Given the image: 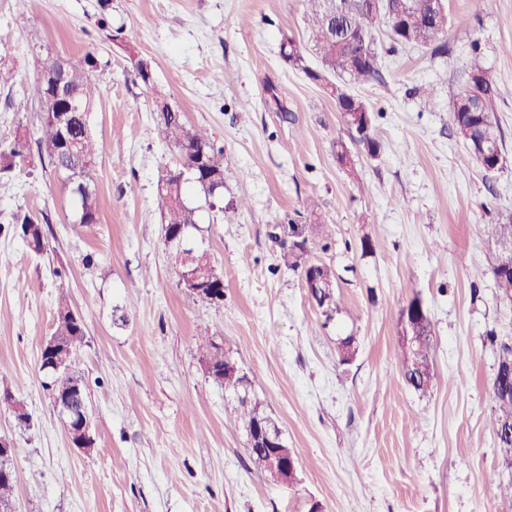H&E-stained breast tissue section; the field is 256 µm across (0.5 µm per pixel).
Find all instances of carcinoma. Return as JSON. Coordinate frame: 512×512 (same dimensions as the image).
Listing matches in <instances>:
<instances>
[{
  "label": "carcinoma",
  "mask_w": 512,
  "mask_h": 512,
  "mask_svg": "<svg viewBox=\"0 0 512 512\" xmlns=\"http://www.w3.org/2000/svg\"><path fill=\"white\" fill-rule=\"evenodd\" d=\"M306 13L313 37L316 38L315 53L320 59L322 69L312 70L302 67L307 77L313 81H322L328 74L344 76L352 85L378 81L381 78L378 53L372 38L375 23L389 24L388 18L381 15L377 18L364 13L358 5H351L350 12L340 21L327 20L326 0H304ZM365 33L367 40L359 39V33ZM448 35V15L414 24L407 35L409 43L436 50L445 48ZM99 60L92 51L86 52L83 60L74 64L70 74L72 89L79 98L96 106L98 85L92 78V72L98 68ZM499 95L495 84H489L481 97L477 99L457 95L453 101L450 119L454 131L463 141L467 156L483 166L488 164L482 155L480 143L488 139L504 148V138L497 119L495 98ZM154 122L164 141L173 147L179 159L188 164L198 161L201 150H206L203 167L213 172L225 169L224 149L214 146L206 130L188 124L182 113L169 112L163 99L156 100L153 108ZM39 146L49 152L54 167L65 174V180L71 187V193L78 201L80 223L93 224L97 220L98 204L95 193L97 179L96 154L97 147L94 134L84 131L83 124L76 120L70 130V136L61 140L59 128L51 117H41ZM175 194L166 191L157 192L155 204L160 211L163 223L172 227H189L197 229L196 208L188 203L178 202L174 196L186 198L185 184L175 182ZM13 231L24 241L27 247L36 254L46 250L43 225L29 212L18 210L11 216ZM492 237L499 241L505 237L512 238V210L498 215L496 222L488 225ZM309 248L301 251L284 249L281 252V263L288 270L303 271L306 263L305 254ZM493 280L501 295H512V270L498 272L491 270ZM54 335L63 337L68 346L71 361H77L78 352L84 343L83 324L54 326ZM419 340V354L426 362L425 369L420 370L407 364L403 347H398L397 358L400 363V374L408 387L419 393L428 392L435 382L433 365L434 343L432 325L415 330ZM490 342L497 346V369L490 390V401L494 412L493 427L500 451L501 464L512 474V342H497V337H490ZM203 358L216 370L224 371V348L213 341L200 344ZM54 388L66 392L81 384V377L76 372L56 374L52 377ZM264 412V403L255 390H250L249 404L228 400L224 403V414L232 418L241 428L252 426L255 416ZM246 456L254 469L267 474L269 469V449L255 444L246 448Z\"/></svg>",
  "instance_id": "obj_1"
}]
</instances>
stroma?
<instances>
[{
  "mask_svg": "<svg viewBox=\"0 0 512 512\" xmlns=\"http://www.w3.org/2000/svg\"><path fill=\"white\" fill-rule=\"evenodd\" d=\"M447 11L443 53L391 48L375 24L382 79L355 89L375 116L372 157L305 74L320 63L302 0H0V152L22 146L0 178V377L31 415L21 428L0 405L14 512H512L489 400V338L512 341V303L495 293L498 247L484 233L512 208V0H447ZM289 40L302 66L284 59ZM89 51L100 61L98 220L83 224L37 144L27 89L45 60ZM475 65L504 91V161L489 180L450 122ZM424 86L435 106L417 95ZM158 92L224 150L217 206L187 187L194 239L224 273L219 306L181 291L163 242L154 195L176 152L153 120ZM19 209L46 216L43 254L13 233ZM315 222L331 247L307 258L336 267L329 317L279 267L270 237L274 225ZM62 296L86 332L77 369L97 446L88 455L70 446L41 386L39 350ZM414 298L435 340L437 384L425 395L403 384L395 355L398 312ZM348 336L357 353L342 365ZM205 337L253 379L298 459L293 484L249 470L224 390L202 366Z\"/></svg>",
  "mask_w": 512,
  "mask_h": 512,
  "instance_id": "obj_1",
  "label": "stroma"
}]
</instances>
